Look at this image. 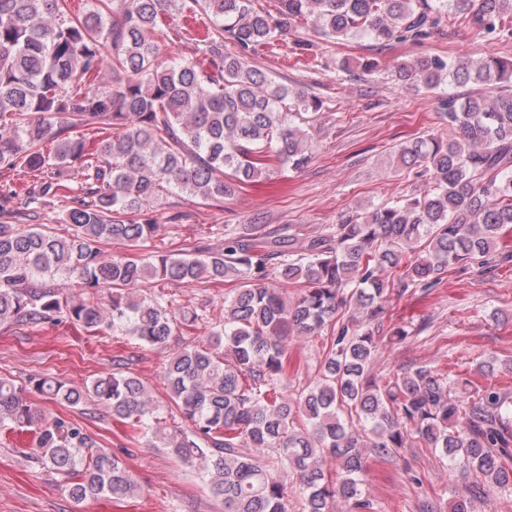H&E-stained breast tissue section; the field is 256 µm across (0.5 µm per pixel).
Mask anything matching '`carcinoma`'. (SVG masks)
<instances>
[{"instance_id": "carcinoma-1", "label": "carcinoma", "mask_w": 512, "mask_h": 512, "mask_svg": "<svg viewBox=\"0 0 512 512\" xmlns=\"http://www.w3.org/2000/svg\"><path fill=\"white\" fill-rule=\"evenodd\" d=\"M166 9L209 17L193 53L168 57L182 34L159 26ZM458 11L490 39L512 37V0H480L473 11L470 0H281L275 14L254 0H95L80 14L70 0H0V169L34 179L0 184V216L14 219L0 222V325L70 321L163 347L199 314L178 316L135 286L236 282L214 340L184 342L168 359L179 424L163 425L148 388L119 367L82 387L48 374L24 384L0 377V428L34 432V458L69 479L71 500L120 499L137 486L117 455L79 424L45 414L32 393L71 406L92 399L175 457L203 463L224 512H288L290 487L302 512H335L338 502L374 512L359 480L366 448L382 461L431 448L483 487L512 486V409L501 392L464 397L460 380L425 367L371 371L379 342L413 336L384 330L393 296L440 283L451 265L489 260L512 227L511 59L425 55L396 66L401 82L425 91L489 90L440 100L455 136L399 145L393 163L426 178L424 191L349 216L299 253L288 224H259L192 252L151 249L160 228L152 208L163 196L221 207L274 164L299 170L313 158L305 115L323 102L251 67L258 47L300 20L330 43L422 44ZM107 69L126 80L100 86ZM85 127L103 137L89 142ZM61 194L59 234L45 207ZM105 241L116 247L109 258ZM284 284L300 292L287 297ZM287 336L324 342L318 377L296 400L280 392Z\"/></svg>"}]
</instances>
